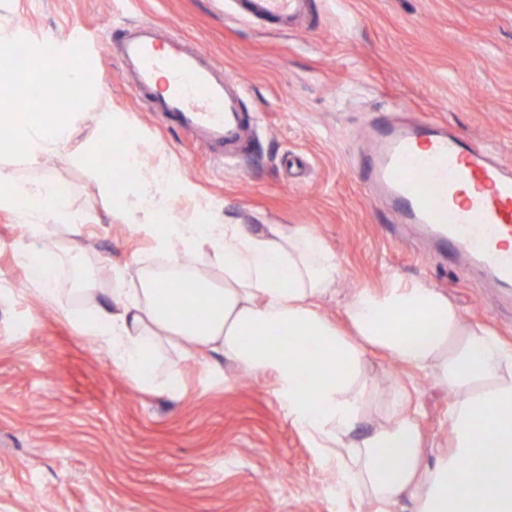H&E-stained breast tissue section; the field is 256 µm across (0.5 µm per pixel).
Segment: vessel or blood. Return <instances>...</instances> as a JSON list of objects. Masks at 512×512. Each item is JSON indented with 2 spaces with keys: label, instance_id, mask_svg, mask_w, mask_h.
Masks as SVG:
<instances>
[{
  "label": "vessel or blood",
  "instance_id": "b4317fda",
  "mask_svg": "<svg viewBox=\"0 0 512 512\" xmlns=\"http://www.w3.org/2000/svg\"><path fill=\"white\" fill-rule=\"evenodd\" d=\"M240 16L285 23L307 0H236ZM122 70L150 109L208 147L242 144L255 120L242 86L194 44L141 22L117 42ZM362 181L399 223L419 226L488 281L512 288V171L465 138L412 119L381 121L366 134Z\"/></svg>",
  "mask_w": 512,
  "mask_h": 512
}]
</instances>
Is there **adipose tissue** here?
<instances>
[{"mask_svg": "<svg viewBox=\"0 0 512 512\" xmlns=\"http://www.w3.org/2000/svg\"><path fill=\"white\" fill-rule=\"evenodd\" d=\"M77 56L73 43H55L50 64L57 77L73 79L74 93L53 118L34 112L9 125L0 151L17 148L37 163L67 147L92 81ZM97 127L126 152L123 174L98 173L120 212L140 172L139 133L108 112L99 113ZM66 202L58 184L35 191L0 172V207L40 216L34 236L48 233ZM140 212L129 229L150 240L158 265L115 267L110 305L66 310L82 335L109 348L117 370L142 388L169 392L182 361L204 351L247 374L273 375L289 424L320 448V462L335 470L344 499L372 512H512V346L417 283L358 289L344 305V325H337L321 304L335 296L340 266L304 228L222 224L210 208L176 215L154 196L141 200ZM196 253L208 257L209 270L189 263ZM26 260L43 301L60 304L57 261L33 250ZM173 283L183 291L168 306L162 297ZM198 304L206 317L197 316ZM377 350L454 394L447 444H427L418 408L398 389L380 424L362 430L374 388L365 365ZM484 458L496 479L481 487L467 464Z\"/></svg>", "mask_w": 512, "mask_h": 512, "instance_id": "obj_1", "label": "adipose tissue"}]
</instances>
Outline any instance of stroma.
Wrapping results in <instances>:
<instances>
[{
	"label": "stroma",
	"instance_id": "obj_1",
	"mask_svg": "<svg viewBox=\"0 0 512 512\" xmlns=\"http://www.w3.org/2000/svg\"><path fill=\"white\" fill-rule=\"evenodd\" d=\"M150 20L192 40L244 87L256 116L249 142L219 162L149 112L124 82L113 40ZM0 31L71 39L96 78L79 135L32 164L0 152V170L38 189L68 188L72 238L58 223L31 238L30 214L0 208V512H353L320 451L290 426L272 376L208 357L182 366L178 389L152 393L112 365L109 349L43 303L25 248L59 254L72 306L110 302L112 268L147 256L149 243L113 217L94 158L106 135L96 114H124L143 134V165L125 207L156 194L160 170L191 188L162 205L201 201L229 224L304 226L342 268L324 311L392 280L444 294L470 322L512 344V288L484 287L365 192L358 162L368 126L416 116L491 148L512 168V0H313L290 29L239 16L232 0H0ZM99 268L97 290H77L75 263ZM375 405L405 387L430 439L447 432L451 401L430 378L369 356Z\"/></svg>",
	"mask_w": 512,
	"mask_h": 512
}]
</instances>
